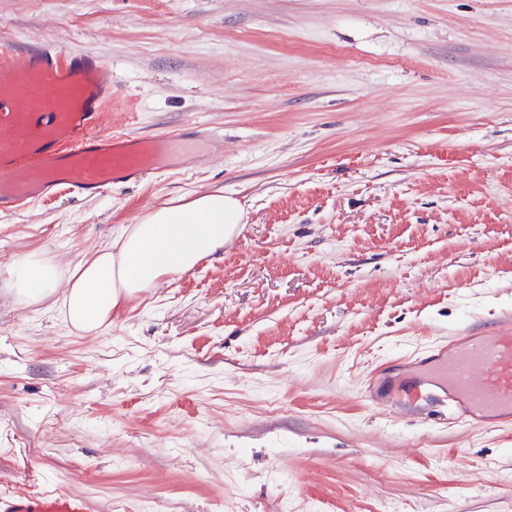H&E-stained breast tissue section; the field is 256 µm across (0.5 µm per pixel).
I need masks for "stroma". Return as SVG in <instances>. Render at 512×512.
Returning a JSON list of instances; mask_svg holds the SVG:
<instances>
[{
	"label": "stroma",
	"instance_id": "35a3bbf8",
	"mask_svg": "<svg viewBox=\"0 0 512 512\" xmlns=\"http://www.w3.org/2000/svg\"><path fill=\"white\" fill-rule=\"evenodd\" d=\"M112 63V130L224 155L0 212V500L88 512H512V427L368 380L512 319V0H0V43ZM223 191L222 253L103 332L16 301L150 209ZM8 288L22 302H42L57 295L61 273L53 258L32 251L20 257L8 270ZM6 512H84L87 505L81 499L62 494H50L39 498L14 497L7 501Z\"/></svg>",
	"mask_w": 512,
	"mask_h": 512
}]
</instances>
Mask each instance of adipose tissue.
<instances>
[{
    "mask_svg": "<svg viewBox=\"0 0 512 512\" xmlns=\"http://www.w3.org/2000/svg\"><path fill=\"white\" fill-rule=\"evenodd\" d=\"M242 219L236 199L220 191L201 194L122 226L113 248L85 256L69 280H62L53 258L32 251L9 268L8 283L23 302L58 298L70 327L96 332L111 325L124 299L223 250Z\"/></svg>",
    "mask_w": 512,
    "mask_h": 512,
    "instance_id": "ef3b65f1",
    "label": "adipose tissue"
}]
</instances>
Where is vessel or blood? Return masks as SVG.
<instances>
[{
  "mask_svg": "<svg viewBox=\"0 0 512 512\" xmlns=\"http://www.w3.org/2000/svg\"><path fill=\"white\" fill-rule=\"evenodd\" d=\"M112 64L36 44L0 45V212L66 191L81 197L155 173L172 136L107 128ZM380 407L448 406L462 426L512 424V324L460 337L372 386ZM62 494L16 497L6 512H86Z\"/></svg>",
  "mask_w": 512,
  "mask_h": 512,
  "instance_id": "1",
  "label": "vessel or blood"
}]
</instances>
